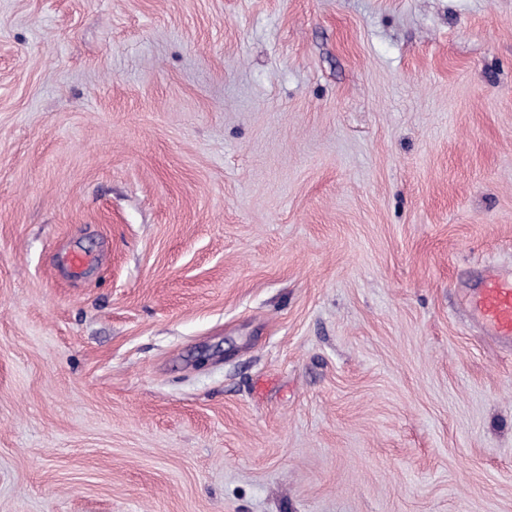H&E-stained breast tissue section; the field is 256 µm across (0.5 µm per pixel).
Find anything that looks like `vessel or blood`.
I'll return each instance as SVG.
<instances>
[{
  "label": "vessel or blood",
  "mask_w": 512,
  "mask_h": 512,
  "mask_svg": "<svg viewBox=\"0 0 512 512\" xmlns=\"http://www.w3.org/2000/svg\"><path fill=\"white\" fill-rule=\"evenodd\" d=\"M465 303L491 338L512 345V276L491 272Z\"/></svg>",
  "instance_id": "vessel-or-blood-1"
}]
</instances>
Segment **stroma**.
Masks as SVG:
<instances>
[{"label":"stroma","instance_id":"stroma-1","mask_svg":"<svg viewBox=\"0 0 512 512\" xmlns=\"http://www.w3.org/2000/svg\"><path fill=\"white\" fill-rule=\"evenodd\" d=\"M491 270L512 0H0V512H512ZM465 303L491 338L512 345V276L491 272Z\"/></svg>","mask_w":512,"mask_h":512}]
</instances>
